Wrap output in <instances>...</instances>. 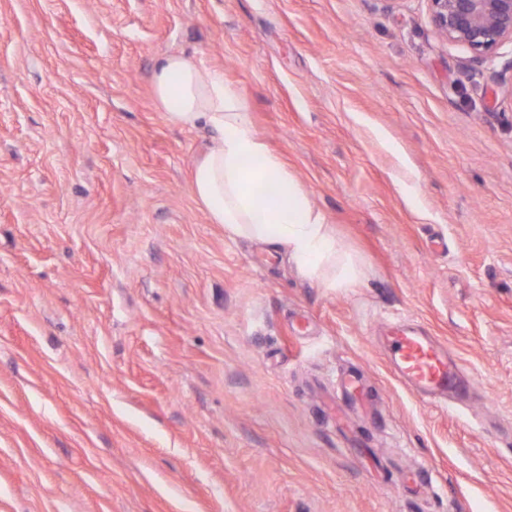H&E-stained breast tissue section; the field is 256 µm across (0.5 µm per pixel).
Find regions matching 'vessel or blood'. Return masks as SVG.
Here are the masks:
<instances>
[{
  "instance_id": "obj_1",
  "label": "vessel or blood",
  "mask_w": 512,
  "mask_h": 512,
  "mask_svg": "<svg viewBox=\"0 0 512 512\" xmlns=\"http://www.w3.org/2000/svg\"><path fill=\"white\" fill-rule=\"evenodd\" d=\"M383 338L394 373L420 398L437 401L468 394L456 362L430 336L395 326L385 331Z\"/></svg>"
}]
</instances>
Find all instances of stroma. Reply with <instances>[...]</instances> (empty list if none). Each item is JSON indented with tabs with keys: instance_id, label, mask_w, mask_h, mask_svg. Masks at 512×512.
<instances>
[{
	"instance_id": "obj_1",
	"label": "stroma",
	"mask_w": 512,
	"mask_h": 512,
	"mask_svg": "<svg viewBox=\"0 0 512 512\" xmlns=\"http://www.w3.org/2000/svg\"><path fill=\"white\" fill-rule=\"evenodd\" d=\"M167 54L239 89L357 287L208 223ZM511 60L429 0H0V512H512ZM402 322L468 400L397 381Z\"/></svg>"
}]
</instances>
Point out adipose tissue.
Wrapping results in <instances>:
<instances>
[{"label":"adipose tissue","instance_id":"adipose-tissue-1","mask_svg":"<svg viewBox=\"0 0 512 512\" xmlns=\"http://www.w3.org/2000/svg\"><path fill=\"white\" fill-rule=\"evenodd\" d=\"M153 95L166 122L207 128L212 145L191 171L190 188L209 223L233 238L284 250L297 272L328 287L357 284L356 263L339 255L336 235L303 184L248 123L238 89L202 61L160 57Z\"/></svg>","mask_w":512,"mask_h":512}]
</instances>
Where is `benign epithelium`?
Returning <instances> with one entry per match:
<instances>
[{
	"label": "benign epithelium",
	"instance_id": "1",
	"mask_svg": "<svg viewBox=\"0 0 512 512\" xmlns=\"http://www.w3.org/2000/svg\"><path fill=\"white\" fill-rule=\"evenodd\" d=\"M433 21L448 41L461 43L472 60L492 59L512 44V0H429Z\"/></svg>",
	"mask_w": 512,
	"mask_h": 512
}]
</instances>
